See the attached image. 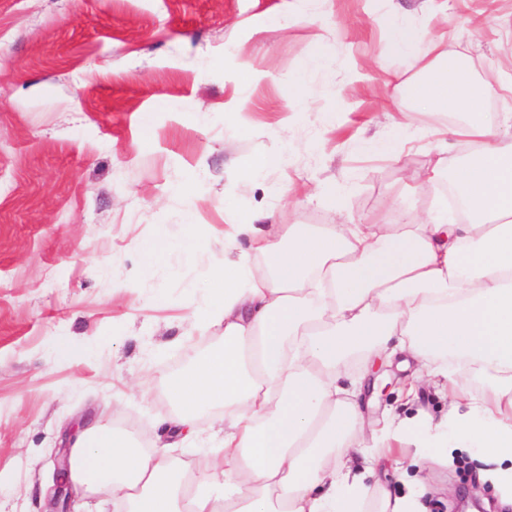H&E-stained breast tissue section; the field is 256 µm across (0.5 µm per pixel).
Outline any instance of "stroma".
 Wrapping results in <instances>:
<instances>
[{
  "mask_svg": "<svg viewBox=\"0 0 512 512\" xmlns=\"http://www.w3.org/2000/svg\"><path fill=\"white\" fill-rule=\"evenodd\" d=\"M0 0V512H48L53 458L89 426L152 447L173 404L163 376L222 345L188 317L213 298L224 229L391 224L443 204L426 182L445 112L412 109L385 74L409 72L390 32L448 39L487 90L485 122L512 113V0ZM306 88L295 85L298 73ZM411 114L399 128L383 108ZM280 169L252 166L275 138ZM201 240L146 265L143 240ZM412 369L382 368L372 418L448 410ZM487 449L423 483L379 473L426 512L478 498L512 512Z\"/></svg>",
  "mask_w": 512,
  "mask_h": 512,
  "instance_id": "35a3bbf8",
  "label": "stroma"
}]
</instances>
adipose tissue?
Segmentation results:
<instances>
[{
  "label": "adipose tissue",
  "mask_w": 512,
  "mask_h": 512,
  "mask_svg": "<svg viewBox=\"0 0 512 512\" xmlns=\"http://www.w3.org/2000/svg\"><path fill=\"white\" fill-rule=\"evenodd\" d=\"M414 42L407 28L393 38L417 71L406 98L455 114L452 136L473 147L452 169L463 223L439 207L398 224L225 232L219 294L191 320L223 328L224 343L165 379L175 411L161 420L189 440L199 411L220 409V449L185 472L165 447L87 428L67 479L78 494L111 491L97 512H423L367 483L396 442L416 448L417 469L434 448L493 449L489 477L512 491V138L480 119L486 91L453 42ZM402 354L416 383H447L445 421L362 413L365 379L346 366Z\"/></svg>",
  "instance_id": "adipose-tissue-1"
}]
</instances>
